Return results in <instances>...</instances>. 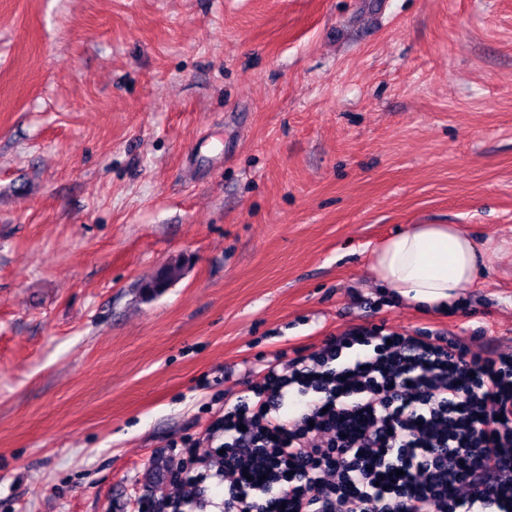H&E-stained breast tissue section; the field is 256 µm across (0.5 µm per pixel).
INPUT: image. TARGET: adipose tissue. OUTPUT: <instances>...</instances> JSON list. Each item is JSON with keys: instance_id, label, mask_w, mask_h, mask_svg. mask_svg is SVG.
Returning <instances> with one entry per match:
<instances>
[{"instance_id": "adipose-tissue-1", "label": "adipose tissue", "mask_w": 512, "mask_h": 512, "mask_svg": "<svg viewBox=\"0 0 512 512\" xmlns=\"http://www.w3.org/2000/svg\"><path fill=\"white\" fill-rule=\"evenodd\" d=\"M485 254L456 224H415L390 236L372 255L376 278L396 296L442 310L476 283Z\"/></svg>"}]
</instances>
